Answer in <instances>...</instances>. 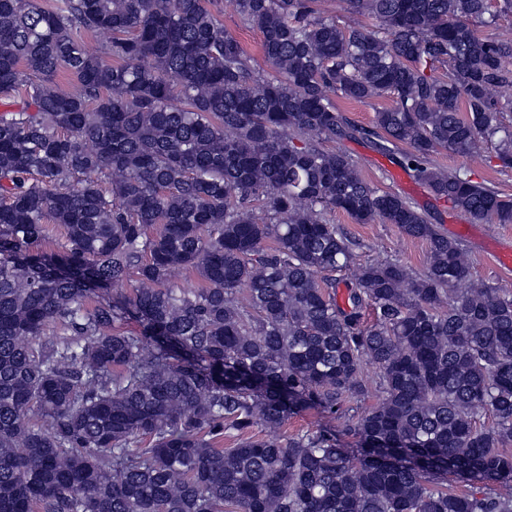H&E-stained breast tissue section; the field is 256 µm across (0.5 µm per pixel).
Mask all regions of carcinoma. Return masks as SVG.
<instances>
[{"label":"carcinoma","instance_id":"carcinoma-1","mask_svg":"<svg viewBox=\"0 0 512 512\" xmlns=\"http://www.w3.org/2000/svg\"><path fill=\"white\" fill-rule=\"evenodd\" d=\"M345 2L378 25L236 0L264 74L211 0H0V100L22 98L0 110V512H512V292L320 146L365 138L471 222L512 224L511 196L432 160L479 164L496 138L512 168L492 94L512 37L474 27L512 0ZM336 96L392 105L367 130ZM337 210L426 241L425 271L358 262ZM50 224L62 250L32 252ZM124 282L137 332L97 299ZM365 362L382 395L360 447L253 434L365 395Z\"/></svg>","mask_w":512,"mask_h":512}]
</instances>
